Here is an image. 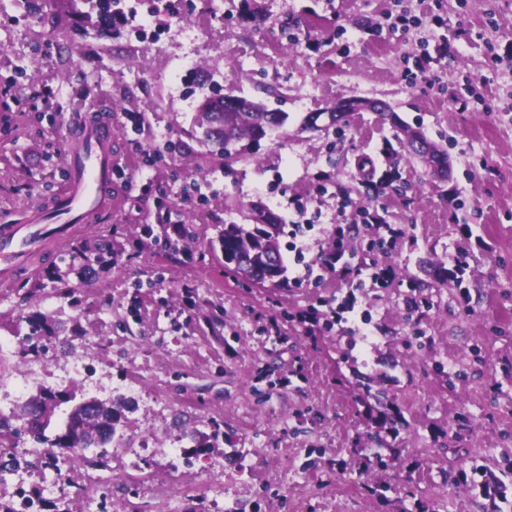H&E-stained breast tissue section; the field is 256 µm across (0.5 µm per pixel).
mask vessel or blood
Here are the masks:
<instances>
[{
  "label": "vessel or blood",
  "mask_w": 512,
  "mask_h": 512,
  "mask_svg": "<svg viewBox=\"0 0 512 512\" xmlns=\"http://www.w3.org/2000/svg\"><path fill=\"white\" fill-rule=\"evenodd\" d=\"M70 166L66 188L50 204L28 209L0 225V287L32 275L40 255L65 246L77 224L108 211L106 189L112 181V129L85 125L66 130Z\"/></svg>",
  "instance_id": "obj_1"
}]
</instances>
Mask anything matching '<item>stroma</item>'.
Here are the masks:
<instances>
[{
	"label": "stroma",
	"mask_w": 512,
	"mask_h": 512,
	"mask_svg": "<svg viewBox=\"0 0 512 512\" xmlns=\"http://www.w3.org/2000/svg\"><path fill=\"white\" fill-rule=\"evenodd\" d=\"M160 7L164 28L142 41L133 19L101 38L54 0L0 15V91L10 106L0 111V212L65 187L66 124L115 128L111 211L79 225L67 246L84 251L111 227V274L85 275L60 314L49 304L59 286L47 276L58 254L0 288V336L46 317L38 351L8 366L27 395L79 359L96 384L77 379L64 390L129 403L118 429L127 454L95 468L41 465L42 445L18 437L40 512H127L131 502L139 512H512V472L500 467L512 456V0H224L219 20L205 0ZM404 10L416 26L389 32L387 15ZM187 19L206 27L197 69L288 115L229 169L194 122L202 92L190 73L172 74ZM444 40L454 56L439 82H412L415 58ZM344 99L385 101L447 148V179L431 178L374 113L353 114L338 132L304 129ZM363 156L372 178L357 172ZM343 200L402 229L373 255L347 241L345 261L391 277L354 289L319 266L298 280L294 248L315 260L336 229L351 226ZM255 203L284 226L288 284L267 295L225 277L223 259L206 249ZM144 224L171 235L192 224L199 241L169 254L141 234ZM297 224L309 232L294 237ZM459 258L464 294L433 277L434 266ZM350 295L370 318L369 336H354L348 322L322 333L285 318ZM99 334L108 344H89ZM476 342L480 365L468 358ZM348 347L358 372L375 376L400 411L383 468L353 452L367 419L336 380ZM437 361L466 368L467 379L451 387L425 376L423 365ZM461 414L470 429L456 428ZM174 442L193 465L168 473L163 453ZM90 469L99 483L86 493ZM383 481L393 489L381 501L366 485Z\"/></svg>",
	"instance_id": "obj_1"
}]
</instances>
